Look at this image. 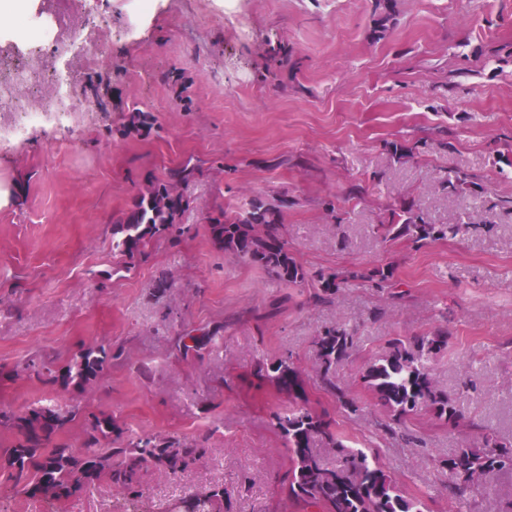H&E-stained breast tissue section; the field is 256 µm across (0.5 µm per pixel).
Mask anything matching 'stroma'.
I'll return each instance as SVG.
<instances>
[{"instance_id":"35a3bbf8","label":"stroma","mask_w":512,"mask_h":512,"mask_svg":"<svg viewBox=\"0 0 512 512\" xmlns=\"http://www.w3.org/2000/svg\"><path fill=\"white\" fill-rule=\"evenodd\" d=\"M24 0L0 22L13 62L68 71L84 93L77 134L52 124L0 141V411L54 400L83 416L58 437L84 448L85 418L112 416L123 431L179 438L207 454L176 477L145 473L139 512L219 483L231 512H306L288 500V460L273 416L288 404L258 378V362L292 352L307 408L377 449L386 471L431 512H453L436 462L477 432L512 437V0ZM31 17L64 34H100L82 55L18 42ZM102 61H95V54ZM149 131L128 135L133 108ZM57 142L46 152L47 142ZM402 144L412 154L393 160ZM192 162L178 186L187 206L176 231L131 259L112 250V219L169 168ZM461 172L483 196L448 194ZM260 200L277 206L283 236L307 270L388 266L402 293L347 284L332 302L310 301L265 271L225 254L213 217ZM417 204L430 224L473 232L423 247L382 241L372 227ZM168 273L165 294L153 291ZM353 328L357 350L336 369L357 405L348 412L317 380L313 341L326 327ZM446 350L430 364L468 422L431 413L402 433L356 376L394 336L440 326ZM188 329L218 336L202 358L173 347ZM93 342L121 356L77 396L24 370L56 369ZM8 512H123L108 481L49 506L7 493Z\"/></svg>"}]
</instances>
